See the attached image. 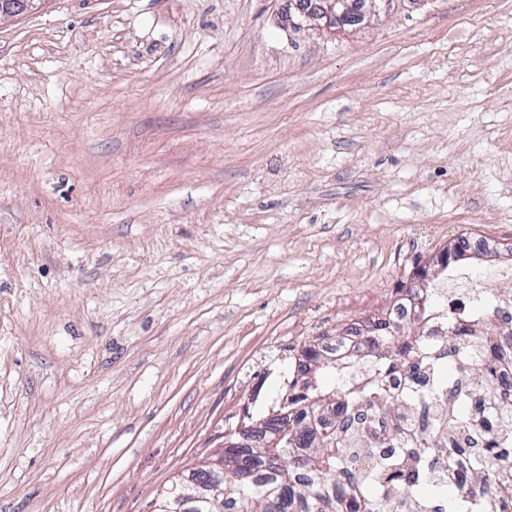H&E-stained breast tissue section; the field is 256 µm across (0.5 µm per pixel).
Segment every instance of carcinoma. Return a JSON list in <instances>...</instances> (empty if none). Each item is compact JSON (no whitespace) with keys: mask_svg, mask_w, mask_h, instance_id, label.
I'll return each instance as SVG.
<instances>
[{"mask_svg":"<svg viewBox=\"0 0 512 512\" xmlns=\"http://www.w3.org/2000/svg\"><path fill=\"white\" fill-rule=\"evenodd\" d=\"M478 300L488 310L456 318L441 342L429 337L438 309L425 300L414 319L418 333L399 345L382 329L341 358L307 349V363L288 380V405L278 406L290 416L278 448L247 456L246 479L238 478L239 459L224 457V512H398L418 494L423 512H492L488 489L497 449L512 447V405L491 406L478 424L457 408L476 392L494 399L497 363L489 346L512 335V326L491 315L486 295ZM395 369L430 383L396 398L385 388ZM444 392L448 407L435 408L433 425L418 433L404 424V416L427 413ZM329 411L336 428L308 423ZM450 432L464 435L472 465L467 477L442 483L435 458ZM338 473L347 484L341 494L330 484Z\"/></svg>","mask_w":512,"mask_h":512,"instance_id":"1","label":"carcinoma"}]
</instances>
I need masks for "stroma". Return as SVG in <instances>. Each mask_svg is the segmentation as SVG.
<instances>
[{
    "instance_id": "obj_1",
    "label": "stroma",
    "mask_w": 512,
    "mask_h": 512,
    "mask_svg": "<svg viewBox=\"0 0 512 512\" xmlns=\"http://www.w3.org/2000/svg\"><path fill=\"white\" fill-rule=\"evenodd\" d=\"M0 19V512H151L463 235L512 268V0ZM303 0H289L285 5L288 16L286 18L289 29L300 30L314 21L325 29L343 28L344 17L348 5L347 0H319L318 4L308 7Z\"/></svg>"
}]
</instances>
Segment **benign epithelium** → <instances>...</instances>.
Instances as JSON below:
<instances>
[{
  "instance_id": "benign-epithelium-1",
  "label": "benign epithelium",
  "mask_w": 512,
  "mask_h": 512,
  "mask_svg": "<svg viewBox=\"0 0 512 512\" xmlns=\"http://www.w3.org/2000/svg\"><path fill=\"white\" fill-rule=\"evenodd\" d=\"M39 2L41 0H0V18L28 13ZM347 8L346 0H318L312 6L302 0H288L286 21L288 28L293 30H299L312 21L331 29L343 25ZM458 246L459 241L455 240L444 246L438 254L429 257L412 273L406 287H427L431 268L442 267L459 258ZM283 416V412H272L263 419L240 426L233 434L225 435L224 443L204 464V479L193 480L182 473L177 475L179 491L164 506V512H202L205 505L209 506L207 512H224V454L237 455L241 448L275 447L280 437L277 431L278 420Z\"/></svg>"
}]
</instances>
